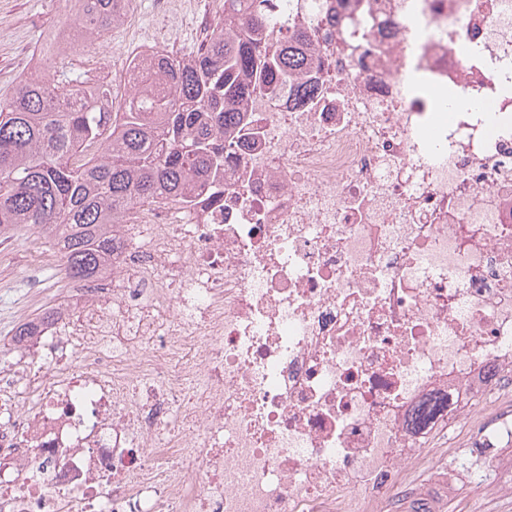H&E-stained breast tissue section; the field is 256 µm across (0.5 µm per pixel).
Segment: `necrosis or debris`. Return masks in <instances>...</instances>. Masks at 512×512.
I'll return each instance as SVG.
<instances>
[{"mask_svg":"<svg viewBox=\"0 0 512 512\" xmlns=\"http://www.w3.org/2000/svg\"><path fill=\"white\" fill-rule=\"evenodd\" d=\"M325 13L290 0L317 96L247 103L223 200L131 208L18 345L52 375L0 367V512H412L461 419L476 512L512 494V0H338L354 52Z\"/></svg>","mask_w":512,"mask_h":512,"instance_id":"necrosis-or-debris-1","label":"necrosis or debris"}]
</instances>
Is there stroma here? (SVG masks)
<instances>
[{
  "instance_id": "stroma-1",
  "label": "stroma",
  "mask_w": 512,
  "mask_h": 512,
  "mask_svg": "<svg viewBox=\"0 0 512 512\" xmlns=\"http://www.w3.org/2000/svg\"><path fill=\"white\" fill-rule=\"evenodd\" d=\"M221 17V0H173L167 12L159 0H132L124 20L109 29L92 51L74 52V74L90 83H111L114 105L122 107L127 88L114 83L115 71L157 47L177 56L195 53ZM69 22L65 0H0V99L9 97L23 77L52 79L44 54L51 36ZM60 264L59 254L38 230L8 238L0 235V360H16L13 335L20 322L70 303L74 283L60 273ZM436 438L459 454L424 476L429 488L426 506L429 512H464L476 492L470 428L461 421Z\"/></svg>"
}]
</instances>
